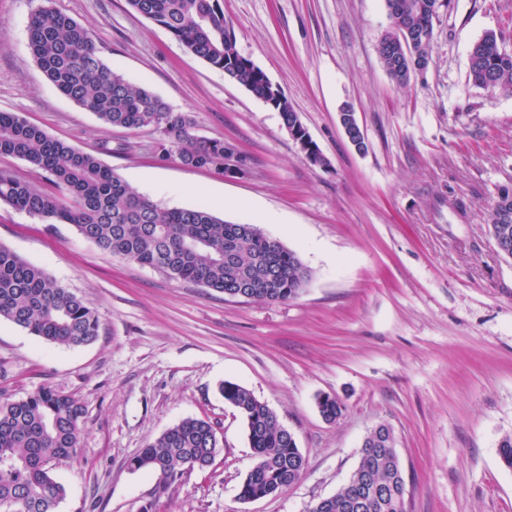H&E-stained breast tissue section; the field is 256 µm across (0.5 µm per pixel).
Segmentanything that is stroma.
Segmentation results:
<instances>
[{"mask_svg": "<svg viewBox=\"0 0 512 512\" xmlns=\"http://www.w3.org/2000/svg\"><path fill=\"white\" fill-rule=\"evenodd\" d=\"M88 28L130 83L192 113L201 135L237 145L243 174L160 155L153 128L104 126L38 69L28 23L41 6ZM236 48L288 98L327 161L308 162L277 111L195 57L126 0H0V112L93 154L169 208L211 204L258 225L312 273L296 298L230 299L110 255L70 224L0 205V245L42 268L97 313L96 341L48 344L0 319V398L49 386L84 414L77 452L53 475L57 512H309L355 470L365 437L393 428L407 512H512V260L486 224L512 185V95L469 76L486 34L512 52V0H451L434 19L432 60L408 85L384 70V0H224ZM351 105L367 144L349 143ZM249 389L306 458L301 478L239 497L256 462L219 392ZM343 414L326 422L320 396ZM208 420L220 451L165 492L131 468L180 420Z\"/></svg>", "mask_w": 512, "mask_h": 512, "instance_id": "1", "label": "stroma"}]
</instances>
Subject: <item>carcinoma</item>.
Returning <instances> with one entry per match:
<instances>
[{
	"label": "carcinoma",
	"instance_id": "carcinoma-1",
	"mask_svg": "<svg viewBox=\"0 0 512 512\" xmlns=\"http://www.w3.org/2000/svg\"><path fill=\"white\" fill-rule=\"evenodd\" d=\"M139 15L167 30L190 53L264 101L268 76L240 61L224 0H127ZM439 0H385L389 28L377 46L383 68L399 85L418 74L420 59H431L433 19ZM29 48L43 72L65 96L107 126L152 127L163 136L162 156L176 154L186 166L224 173V161L245 158L233 143L199 135L192 113L173 109L156 93L129 83L107 65L93 34L68 15L44 6L29 22ZM475 84L512 92V53L495 35L475 43L469 56ZM0 154L14 155L44 170L50 181L74 198L68 206L35 184L0 171V203L53 224H72L85 239L122 259L150 267L175 281L223 295L243 293L254 301L284 302L299 296L312 271L297 253L267 236L255 224H232L207 207L164 208L139 193L94 155L50 137L11 112H0ZM512 189L497 188L488 216L489 234L512 258ZM0 319L59 346L90 344L99 335L97 315L86 302L41 268L0 245ZM224 399L243 418L256 468L242 483L240 498L277 494L295 484L305 466L303 454L278 417L246 387L226 381ZM328 422L342 415V404L318 402ZM81 404L45 387L18 401L0 400V512H56L64 486L52 476L57 461L77 448ZM390 427L362 446L357 468L330 497L310 512H405V481ZM219 451L214 427L187 417L142 449L131 466L156 477L165 491L185 469L203 470Z\"/></svg>",
	"mask_w": 512,
	"mask_h": 512
}]
</instances>
